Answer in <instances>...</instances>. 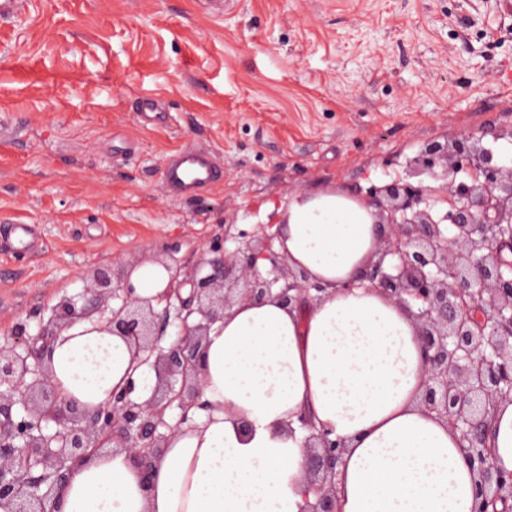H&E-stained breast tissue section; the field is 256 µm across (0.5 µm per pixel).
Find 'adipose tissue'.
<instances>
[{
    "mask_svg": "<svg viewBox=\"0 0 512 512\" xmlns=\"http://www.w3.org/2000/svg\"><path fill=\"white\" fill-rule=\"evenodd\" d=\"M276 248L327 291L304 306L243 301L212 325L203 399L143 475L121 449L76 464L59 512H305L309 429L346 445L339 512H470L473 475L462 440L423 410L424 356L409 312L377 290L344 289L375 253L370 208L328 188L295 194ZM172 272L144 262L129 274L153 301ZM47 361L60 392L85 409L128 380L120 336L74 323Z\"/></svg>",
    "mask_w": 512,
    "mask_h": 512,
    "instance_id": "adipose-tissue-1",
    "label": "adipose tissue"
}]
</instances>
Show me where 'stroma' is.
Masks as SVG:
<instances>
[{"instance_id":"35a3bbf8","label":"stroma","mask_w":512,"mask_h":512,"mask_svg":"<svg viewBox=\"0 0 512 512\" xmlns=\"http://www.w3.org/2000/svg\"><path fill=\"white\" fill-rule=\"evenodd\" d=\"M509 126L512 0H21L0 21V342L81 272L192 270L293 191L362 194L427 141ZM182 147L223 179L172 193Z\"/></svg>"}]
</instances>
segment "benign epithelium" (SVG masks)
Segmentation results:
<instances>
[{"label":"benign epithelium","mask_w":512,"mask_h":512,"mask_svg":"<svg viewBox=\"0 0 512 512\" xmlns=\"http://www.w3.org/2000/svg\"><path fill=\"white\" fill-rule=\"evenodd\" d=\"M411 175L439 181L435 188L392 181L372 186L360 201L373 209L384 248L360 283L407 308L426 354L420 404L448 422L465 442L474 477L471 512H506L512 472L499 468L487 445L490 416L512 402V164L473 134L426 142L409 161ZM277 235L243 239L235 250L201 259L189 272L174 270L169 287L150 302L135 296L110 269L97 268L83 291L64 295L30 332L24 323L0 345V501L11 512H50L47 503L67 481L71 464L113 446L149 474L172 433L202 397L201 356L211 326L239 301L275 299L284 305L321 298L325 288L288 265ZM267 262L259 268V261ZM120 336L132 362L154 370L144 401L134 386L112 392L94 411L62 396L43 354L78 320ZM176 339L160 346L168 327ZM180 410L177 424L166 420ZM307 472L316 500L308 512H338V468L345 444L327 435L305 440Z\"/></svg>","instance_id":"obj_1"}]
</instances>
